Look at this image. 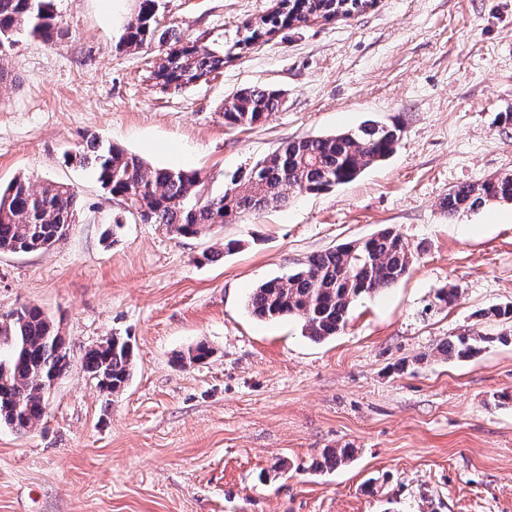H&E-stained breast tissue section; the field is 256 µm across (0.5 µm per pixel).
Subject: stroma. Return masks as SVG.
<instances>
[{"label":"stroma","instance_id":"35a3bbf8","mask_svg":"<svg viewBox=\"0 0 512 512\" xmlns=\"http://www.w3.org/2000/svg\"><path fill=\"white\" fill-rule=\"evenodd\" d=\"M164 2L161 28L229 43L221 74L160 92V47L120 45L135 0H51L52 39L20 36L0 83V185L66 183L78 201L50 250L0 252V314L39 306L74 354L33 430L0 425V512H512V344L440 352L499 334L506 322L477 313L512 305V202L440 207L452 188L512 174V0H376L244 52L232 41L276 0ZM253 86L282 91V110L225 126V99ZM368 119L399 124L389 158L196 236L131 218L112 229L120 200L65 161L96 136L198 171L218 195L284 142ZM386 227L422 252L336 336L250 313L260 283ZM442 288L458 289L453 305ZM112 335L134 359L108 396L80 357ZM200 342L209 358L176 364ZM345 446L353 461L310 470ZM511 341V331L501 332L497 336H453L444 343L440 351L448 359L466 360L479 354L484 343L510 344Z\"/></svg>","mask_w":512,"mask_h":512}]
</instances>
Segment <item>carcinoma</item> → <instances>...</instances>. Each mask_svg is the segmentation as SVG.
<instances>
[{
	"label": "carcinoma",
	"mask_w": 512,
	"mask_h": 512,
	"mask_svg": "<svg viewBox=\"0 0 512 512\" xmlns=\"http://www.w3.org/2000/svg\"><path fill=\"white\" fill-rule=\"evenodd\" d=\"M135 15L122 37L126 48L149 49L158 43L164 56L150 72L161 92H179L224 69V47L206 48L184 38L176 29H160L157 16L163 0H137ZM288 8L272 13L269 31L277 32L311 19L330 22L358 13L369 0H286ZM53 17L46 0H0V60L8 61L22 33L53 37ZM283 107L275 89L249 87L226 99L224 125L252 127ZM401 136L397 124L368 122L356 129L284 143L272 155L245 168L216 196L208 194L195 171L153 168L141 158L106 144L96 136L66 161L91 167L97 181L120 199L126 213L143 224H163L180 236H193L242 214L287 204L289 193H319L357 178L365 169L392 154ZM490 199L512 201V174L480 184L453 188L441 207L450 216L475 210ZM77 197L66 183L39 189L17 179L0 192V251L47 250L60 242L73 223ZM413 255L403 237L390 228L373 236L337 245L310 257L286 278H273L255 288L251 313L260 319L295 317L305 336L320 342L336 335L347 322L352 303L363 294L379 293L408 272ZM512 342L511 332L496 336H456L441 353L466 360L482 344ZM0 422L26 432L44 417L50 379L60 377L71 362L70 347L48 314L26 305L0 318ZM204 343L177 357L185 366L208 358ZM133 349L128 340L112 336L86 350L82 368L110 395L122 392L132 371ZM352 448H332L312 462L314 472L332 471L353 458Z\"/></svg>",
	"instance_id": "1"
}]
</instances>
